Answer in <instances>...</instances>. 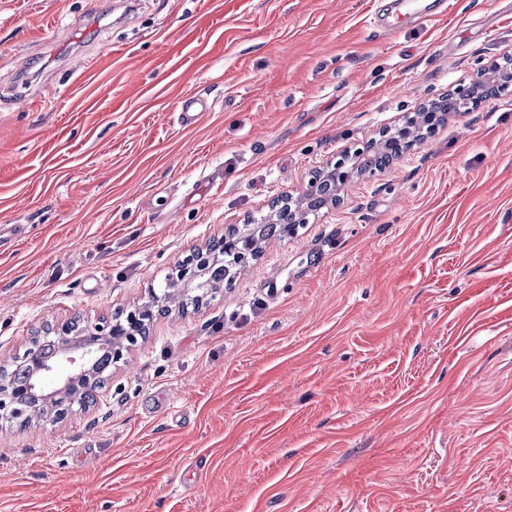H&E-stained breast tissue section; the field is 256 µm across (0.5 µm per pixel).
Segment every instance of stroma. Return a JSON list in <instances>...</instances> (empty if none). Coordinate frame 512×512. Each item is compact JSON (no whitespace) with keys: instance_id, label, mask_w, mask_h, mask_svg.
<instances>
[{"instance_id":"stroma-1","label":"stroma","mask_w":512,"mask_h":512,"mask_svg":"<svg viewBox=\"0 0 512 512\" xmlns=\"http://www.w3.org/2000/svg\"><path fill=\"white\" fill-rule=\"evenodd\" d=\"M391 5L0 0V364L512 54V0ZM340 197L88 410L0 425V512H512V97Z\"/></svg>"}]
</instances>
